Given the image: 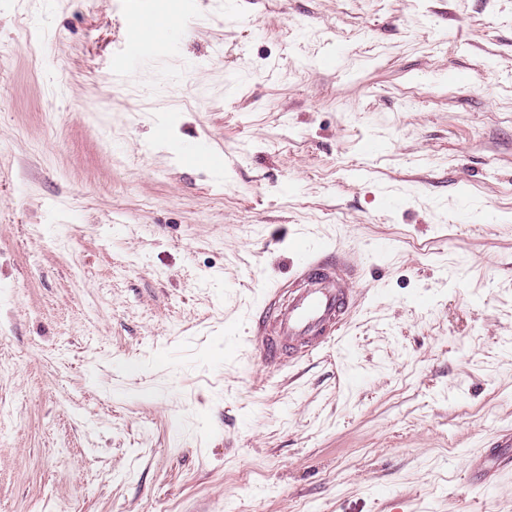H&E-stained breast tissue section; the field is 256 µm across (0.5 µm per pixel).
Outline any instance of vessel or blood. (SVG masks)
<instances>
[{
    "mask_svg": "<svg viewBox=\"0 0 512 512\" xmlns=\"http://www.w3.org/2000/svg\"><path fill=\"white\" fill-rule=\"evenodd\" d=\"M354 263L324 244L303 251L292 280L269 289L250 322L249 346L262 365L279 367L311 355L354 307ZM475 460L486 480L512 469V431L495 433Z\"/></svg>",
    "mask_w": 512,
    "mask_h": 512,
    "instance_id": "b4317fda",
    "label": "vessel or blood"
}]
</instances>
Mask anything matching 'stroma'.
Returning a JSON list of instances; mask_svg holds the SVG:
<instances>
[{"mask_svg":"<svg viewBox=\"0 0 512 512\" xmlns=\"http://www.w3.org/2000/svg\"><path fill=\"white\" fill-rule=\"evenodd\" d=\"M141 9L0 0V512H512V0ZM316 242L359 307L268 369ZM511 447L512 431L496 432L484 443L483 448L489 449L475 460L476 468L484 473V480H493L498 472L512 469V454L498 449ZM487 462H491L489 467L485 465Z\"/></svg>","mask_w":512,"mask_h":512,"instance_id":"35a3bbf8","label":"stroma"}]
</instances>
